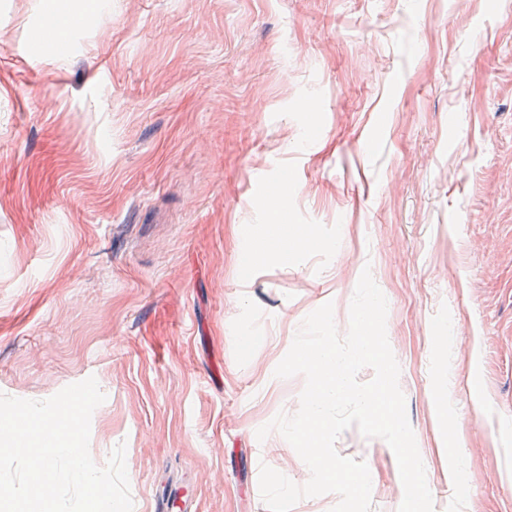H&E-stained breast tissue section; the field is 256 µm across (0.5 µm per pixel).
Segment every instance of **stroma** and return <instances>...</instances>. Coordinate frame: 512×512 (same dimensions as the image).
<instances>
[{
	"mask_svg": "<svg viewBox=\"0 0 512 512\" xmlns=\"http://www.w3.org/2000/svg\"><path fill=\"white\" fill-rule=\"evenodd\" d=\"M43 5L0 0V393L95 377L134 512H267L284 340L367 268L434 512H512V0H112L32 56ZM282 184L314 242L247 263ZM336 448L398 512L389 445Z\"/></svg>",
	"mask_w": 512,
	"mask_h": 512,
	"instance_id": "1",
	"label": "stroma"
}]
</instances>
